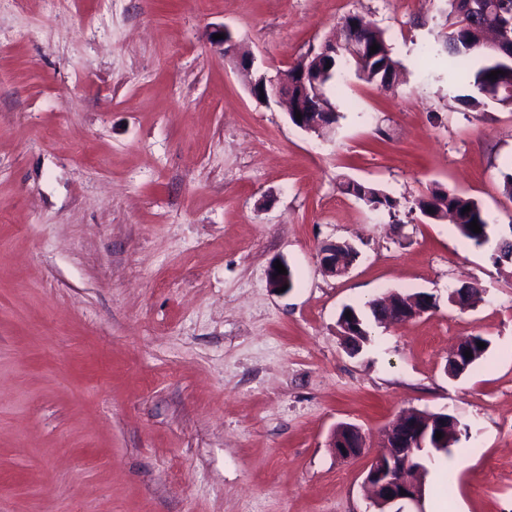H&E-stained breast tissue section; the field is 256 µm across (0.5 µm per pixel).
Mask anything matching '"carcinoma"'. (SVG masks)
Segmentation results:
<instances>
[{
    "label": "carcinoma",
    "mask_w": 512,
    "mask_h": 512,
    "mask_svg": "<svg viewBox=\"0 0 512 512\" xmlns=\"http://www.w3.org/2000/svg\"><path fill=\"white\" fill-rule=\"evenodd\" d=\"M452 10L457 14V21L454 27L448 31L445 38V45L448 54V73L454 74L457 80L468 84L473 88L480 82L499 84L503 87L512 86V64L509 63L505 54L500 51H493L485 44L484 29L475 20V15L465 9V0H448ZM366 46L378 45L374 53L367 52V63L360 76L367 82L377 86H384L391 83L397 76V62L392 58L391 51L384 33L377 29L365 30ZM348 56L344 50H339L334 56L317 55L309 61L307 68L306 89H316L325 93L330 85L336 67L339 62ZM474 59L482 60V65L469 71L468 64ZM501 71L497 78H489L493 71ZM345 194L353 196L369 206L373 203L380 204V207H391L390 198L380 189L363 182L347 180L342 184ZM442 205L448 211L456 213L460 219L457 229L461 236L470 241L476 247H482L489 241L491 222L489 215L473 199L465 197L453 189L436 187L430 194L417 200L416 207L424 214L428 209ZM470 207L465 213L463 209ZM477 221L481 232L471 231L472 221ZM369 313H364L359 308L346 306L340 312L339 318H344L347 312H352L359 318V328L355 335L343 338L346 348L352 353L362 350L363 346L370 340V321H379L383 310L375 300L368 302Z\"/></svg>",
    "instance_id": "cac0c4a2"
}]
</instances>
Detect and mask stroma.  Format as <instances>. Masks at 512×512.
<instances>
[{"mask_svg": "<svg viewBox=\"0 0 512 512\" xmlns=\"http://www.w3.org/2000/svg\"><path fill=\"white\" fill-rule=\"evenodd\" d=\"M350 14L400 74L384 91L341 61L320 135L212 42L228 30L272 77ZM455 20L448 0H0V512H376L365 472L408 410L469 429L420 512H512V109L461 102ZM438 186L491 215L490 243L422 216ZM328 242L358 251L346 275ZM464 285L475 302L449 304ZM419 291L436 309L347 352L344 307ZM344 423L367 442L347 460ZM342 190L345 194L363 201L368 207L373 203L380 204V209L386 207L390 208L392 206L390 198L380 189L370 184L355 180H347L343 182ZM341 243H326L319 249L320 264L330 275L340 276L348 272L355 259ZM477 342H484L486 344V347L483 349H479L477 346ZM466 341L460 343L456 348L454 349L452 356L450 358L451 361H453L456 365V374L453 376L459 377L463 374L467 373L470 369L473 368L484 356L486 353L488 347H489V341L482 336H473L471 340L467 341L468 346L471 349V366H470V359L466 358L464 356L465 350L461 349V345H464ZM330 447L339 457L353 458L364 451L366 442L363 434L356 426H348L342 432H334Z\"/></svg>", "mask_w": 512, "mask_h": 512, "instance_id": "stroma-1", "label": "stroma"}]
</instances>
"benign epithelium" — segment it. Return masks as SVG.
<instances>
[{
    "mask_svg": "<svg viewBox=\"0 0 512 512\" xmlns=\"http://www.w3.org/2000/svg\"><path fill=\"white\" fill-rule=\"evenodd\" d=\"M224 38L217 43L224 46V55L236 59L239 68L250 70L253 58L238 52L236 42L230 33L221 30ZM491 45L501 49L512 43V19H499L491 32ZM306 64L289 66L277 72L275 77L264 78V99L283 100L288 107V116L293 125L304 130L323 126L318 113L320 108L314 101L306 98H292L294 83L303 82ZM301 113V119H296V113ZM320 264L330 275L340 276L348 272L354 259L352 254L340 243H326L319 249ZM435 298L430 294L420 292L403 302H384L390 317L388 325L406 323L433 310ZM442 432L443 437L436 438V432ZM330 447L335 454L342 458H353L366 448L365 438L355 426H348L344 431L333 434ZM449 447L448 416H423L416 412L402 414L384 432L381 449L374 456L365 476L374 506L378 512H406L405 506L417 505L421 501L418 485L401 477L402 471L408 467L422 470L424 456ZM406 494H401V491Z\"/></svg>",
    "mask_w": 512,
    "mask_h": 512,
    "instance_id": "1",
    "label": "benign epithelium"
}]
</instances>
